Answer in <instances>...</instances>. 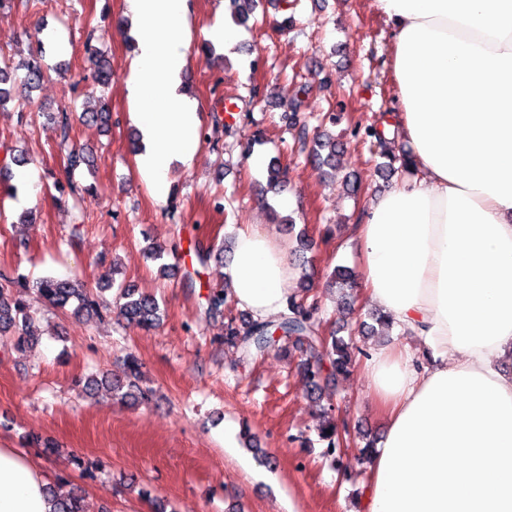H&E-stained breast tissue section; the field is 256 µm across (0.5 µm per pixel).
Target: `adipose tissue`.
I'll return each instance as SVG.
<instances>
[{
  "instance_id": "adipose-tissue-1",
  "label": "adipose tissue",
  "mask_w": 512,
  "mask_h": 512,
  "mask_svg": "<svg viewBox=\"0 0 512 512\" xmlns=\"http://www.w3.org/2000/svg\"><path fill=\"white\" fill-rule=\"evenodd\" d=\"M137 51L128 100L160 203L191 167L197 101L182 91L190 0H125ZM392 37L408 169L356 231L366 296L419 360L393 346L365 367L388 419L358 512H512V0H375ZM254 319L287 307L295 271L268 231H238L228 268ZM40 463L0 448V512H54Z\"/></svg>"
}]
</instances>
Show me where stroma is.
Listing matches in <instances>:
<instances>
[{"instance_id":"obj_1","label":"stroma","mask_w":512,"mask_h":512,"mask_svg":"<svg viewBox=\"0 0 512 512\" xmlns=\"http://www.w3.org/2000/svg\"><path fill=\"white\" fill-rule=\"evenodd\" d=\"M226 0H192L193 63L182 75L198 102L204 136L192 168L174 166L172 191L156 203L137 172L131 140L126 65L131 38L117 22L124 0H0V58L27 54L35 39L45 46V77L33 92L26 120L0 111V159L20 151L32 170L38 219L18 223V198L0 199V276H80L89 288L118 264V286L132 283L156 295L161 325L147 331L122 318L98 322L35 303L40 337L17 348L0 335V448L33 453L52 476L78 488L87 512H356L367 480L359 450L365 439L383 442L387 421L376 409L364 352L401 342L368 320L370 303L354 289V303L327 288L335 266L358 269L354 229L372 197L390 186L376 172L378 149L355 139V124L397 125L391 40L374 0H298L295 24L282 28L279 0H259L242 41L217 59L198 42L225 9ZM112 69L101 89L92 79L90 51ZM300 114L309 126L326 124L346 148L338 177L307 159L281 119L301 86ZM265 90L253 97V87ZM105 97L108 124L74 122L69 143L85 149L89 167L72 173L53 121L41 102L82 105ZM277 159L283 185L267 189L255 173L253 152ZM361 184L349 198L344 177ZM95 185L96 196L76 201L56 183ZM223 210H215L214 197ZM292 197L288 213L312 242L299 252L271 209ZM258 224L306 268L320 307L323 334L353 335L355 362L333 386L336 416L350 446L339 461L323 454L317 428L321 409L311 399L297 356H244L225 343L224 322L241 317L230 303L218 319L199 307L207 288L224 284V265L210 260L191 288L182 278L159 276L145 257L150 245L222 244ZM27 249H20L19 241ZM142 364L151 401L119 400L89 391L87 377L121 376L123 360ZM83 460L76 467L72 457Z\"/></svg>"}]
</instances>
